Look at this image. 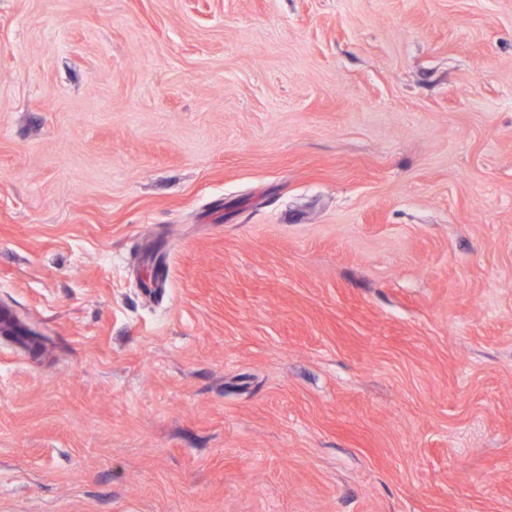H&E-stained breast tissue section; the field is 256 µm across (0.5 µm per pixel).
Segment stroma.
I'll list each match as a JSON object with an SVG mask.
<instances>
[{
    "instance_id": "35a3bbf8",
    "label": "stroma",
    "mask_w": 512,
    "mask_h": 512,
    "mask_svg": "<svg viewBox=\"0 0 512 512\" xmlns=\"http://www.w3.org/2000/svg\"><path fill=\"white\" fill-rule=\"evenodd\" d=\"M0 512H512V0H0Z\"/></svg>"
}]
</instances>
